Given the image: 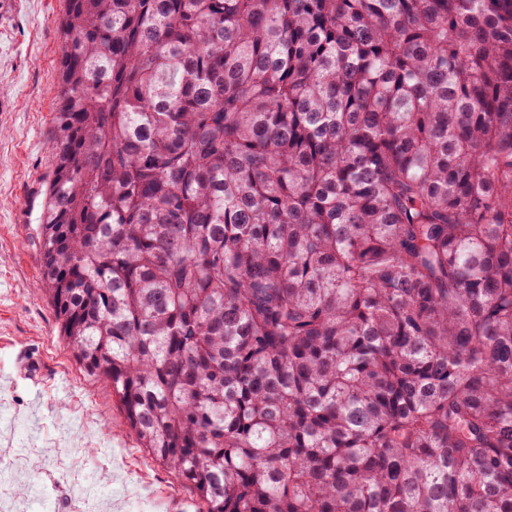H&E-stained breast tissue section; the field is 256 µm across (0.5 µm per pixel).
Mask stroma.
<instances>
[{"mask_svg": "<svg viewBox=\"0 0 512 512\" xmlns=\"http://www.w3.org/2000/svg\"><path fill=\"white\" fill-rule=\"evenodd\" d=\"M65 0H0V474L16 512H205L130 435L41 290Z\"/></svg>", "mask_w": 512, "mask_h": 512, "instance_id": "35a3bbf8", "label": "stroma"}]
</instances>
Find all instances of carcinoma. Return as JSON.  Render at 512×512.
Listing matches in <instances>:
<instances>
[{"instance_id":"cac0c4a2","label":"carcinoma","mask_w":512,"mask_h":512,"mask_svg":"<svg viewBox=\"0 0 512 512\" xmlns=\"http://www.w3.org/2000/svg\"><path fill=\"white\" fill-rule=\"evenodd\" d=\"M41 287L207 512H512V0H67Z\"/></svg>"}]
</instances>
